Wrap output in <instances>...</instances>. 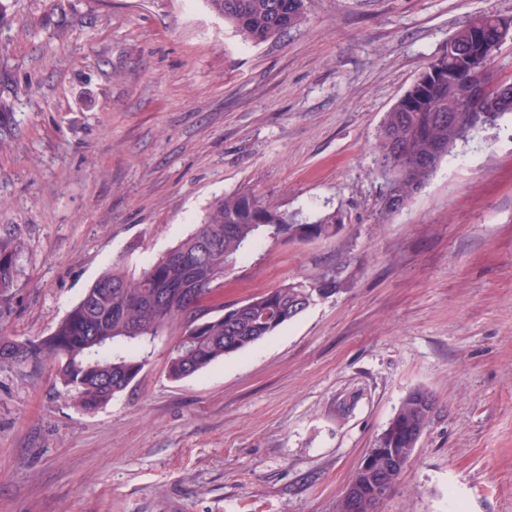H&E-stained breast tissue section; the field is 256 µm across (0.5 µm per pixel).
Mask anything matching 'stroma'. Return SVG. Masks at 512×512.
<instances>
[{
  "instance_id": "stroma-1",
  "label": "stroma",
  "mask_w": 512,
  "mask_h": 512,
  "mask_svg": "<svg viewBox=\"0 0 512 512\" xmlns=\"http://www.w3.org/2000/svg\"><path fill=\"white\" fill-rule=\"evenodd\" d=\"M493 12L512 0H304L256 45L205 0H0V236L21 245L0 335L50 334L226 193L342 218L229 267L228 303L340 288L190 378L170 336L92 412L50 362L0 368V512H336L414 390L433 410L382 512H512V120L386 223L375 163L391 106Z\"/></svg>"
}]
</instances>
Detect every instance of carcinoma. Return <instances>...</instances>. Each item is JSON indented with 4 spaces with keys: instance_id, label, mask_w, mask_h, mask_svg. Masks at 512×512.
I'll use <instances>...</instances> for the list:
<instances>
[{
    "instance_id": "carcinoma-1",
    "label": "carcinoma",
    "mask_w": 512,
    "mask_h": 512,
    "mask_svg": "<svg viewBox=\"0 0 512 512\" xmlns=\"http://www.w3.org/2000/svg\"><path fill=\"white\" fill-rule=\"evenodd\" d=\"M210 10L230 23L247 42L258 44L301 24L303 0H206ZM496 14H483L460 28L448 53L432 58L414 83L387 112L380 130L378 165L385 190L380 214L387 221L405 208L429 183L438 162L459 142L501 128L512 115V89L479 94V83L493 75L491 64L512 29L484 40L479 27H496ZM341 218L332 212L313 220L290 214L279 205L247 191L217 199L196 229L139 273L116 263L101 275L67 312L55 329L36 340L0 336V366L50 361L63 393L77 408L93 411L123 393L148 362L156 340H176L170 351V378H188L226 356L245 350L302 315L315 294L311 285L336 293L332 273L291 281L246 300L232 316L224 304L206 300L223 288L229 264L282 236L304 243L336 236ZM18 242L0 236V303L17 281ZM412 392L399 408V423L385 439V455L410 461V430L425 416ZM401 473L386 461L357 470L352 482L384 477L395 483Z\"/></svg>"
}]
</instances>
